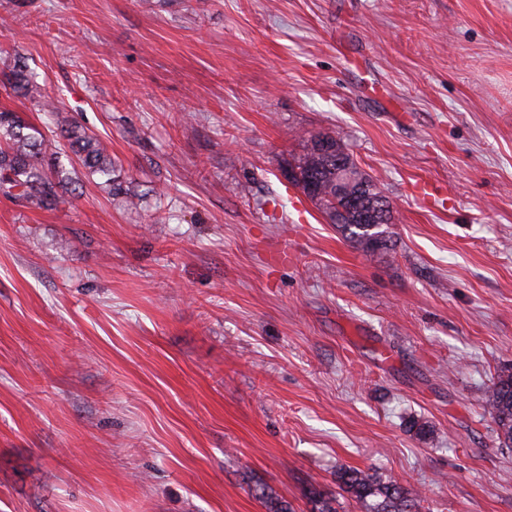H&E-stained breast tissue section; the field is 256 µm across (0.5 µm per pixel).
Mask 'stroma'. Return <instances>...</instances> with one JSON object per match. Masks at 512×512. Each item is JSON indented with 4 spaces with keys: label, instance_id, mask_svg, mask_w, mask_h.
I'll use <instances>...</instances> for the list:
<instances>
[{
    "label": "stroma",
    "instance_id": "35a3bbf8",
    "mask_svg": "<svg viewBox=\"0 0 512 512\" xmlns=\"http://www.w3.org/2000/svg\"><path fill=\"white\" fill-rule=\"evenodd\" d=\"M40 98L107 141L65 210L0 195V512H294L344 467L512 512V0H0ZM61 103L43 112L41 97ZM333 133L389 201L345 241L283 171ZM425 179L422 201L407 193ZM168 185L166 196L152 187ZM430 428L419 437L410 420ZM56 138L65 140L71 152L80 161L89 176L98 175L102 182L98 183L113 199H120L126 209H136L141 198L124 189L117 169L107 145L97 137L89 135L76 122H61L59 135ZM113 196V197H112ZM483 400L490 408L497 425L498 439L512 447V368L501 370L485 392Z\"/></svg>",
    "mask_w": 512,
    "mask_h": 512
}]
</instances>
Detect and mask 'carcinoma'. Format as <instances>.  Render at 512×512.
<instances>
[{
	"label": "carcinoma",
	"mask_w": 512,
	"mask_h": 512,
	"mask_svg": "<svg viewBox=\"0 0 512 512\" xmlns=\"http://www.w3.org/2000/svg\"><path fill=\"white\" fill-rule=\"evenodd\" d=\"M14 92L28 97L39 95L27 65L15 66L6 77ZM65 140L71 152L90 176H99L101 187L109 196L120 200L126 209L138 207L140 197L123 188L107 145L92 136L76 122H61L57 138L48 139L17 113L0 110V194L23 206L56 210L65 203L64 192L70 182L68 173L58 163ZM315 136L302 137L303 152L288 164L307 176L309 169L322 168L320 196L313 203L322 209L328 220L336 225L342 236L354 247L366 252L382 242L390 251V239L385 237L382 224H353L345 197L338 188L336 167L328 165L315 151ZM483 400L490 408L497 425L498 439L512 447V368L501 370L485 392ZM336 493L320 489L309 490L314 512H339V499L359 504L364 512H422L421 500L390 477L358 468H341L336 472ZM255 495L263 500L268 512H292L288 503L279 500L259 486Z\"/></svg>",
	"instance_id": "obj_1"
}]
</instances>
